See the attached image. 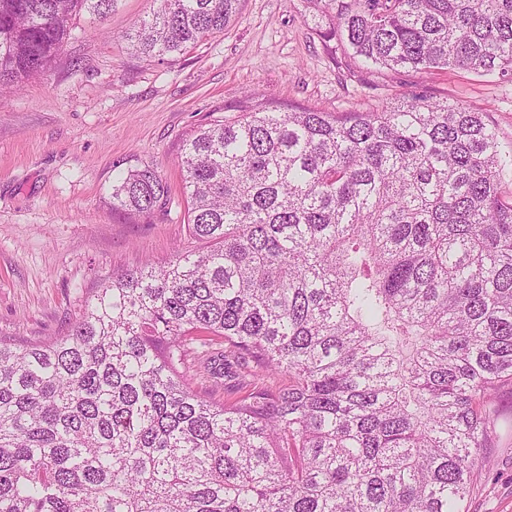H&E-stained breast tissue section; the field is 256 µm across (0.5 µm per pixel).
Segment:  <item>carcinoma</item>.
Returning a JSON list of instances; mask_svg holds the SVG:
<instances>
[{"mask_svg":"<svg viewBox=\"0 0 512 512\" xmlns=\"http://www.w3.org/2000/svg\"><path fill=\"white\" fill-rule=\"evenodd\" d=\"M147 59L241 0H157ZM362 69L512 77V0H306ZM0 0V86L46 73L83 12ZM212 247L112 278L62 336L0 338V512H461L512 395V155L481 112L414 92L370 112L248 93L182 146ZM170 202L157 168L112 206ZM248 377L219 401L189 357Z\"/></svg>","mask_w":512,"mask_h":512,"instance_id":"1","label":"carcinoma"}]
</instances>
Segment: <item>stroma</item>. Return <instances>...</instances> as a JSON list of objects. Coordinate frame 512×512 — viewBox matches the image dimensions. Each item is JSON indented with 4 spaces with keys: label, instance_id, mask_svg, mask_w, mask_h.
<instances>
[{
    "label": "stroma",
    "instance_id": "stroma-1",
    "mask_svg": "<svg viewBox=\"0 0 512 512\" xmlns=\"http://www.w3.org/2000/svg\"><path fill=\"white\" fill-rule=\"evenodd\" d=\"M154 0L81 14L51 69L0 96V336H58L114 275L177 251L190 236L179 166L184 139L247 92L327 112H363L424 90L478 111L512 150V78L471 72L379 75L332 58L305 0H241L237 19L176 60H145L124 40ZM149 162L170 187L164 212L112 206L117 172ZM469 512H512V436L503 437Z\"/></svg>",
    "mask_w": 512,
    "mask_h": 512
}]
</instances>
